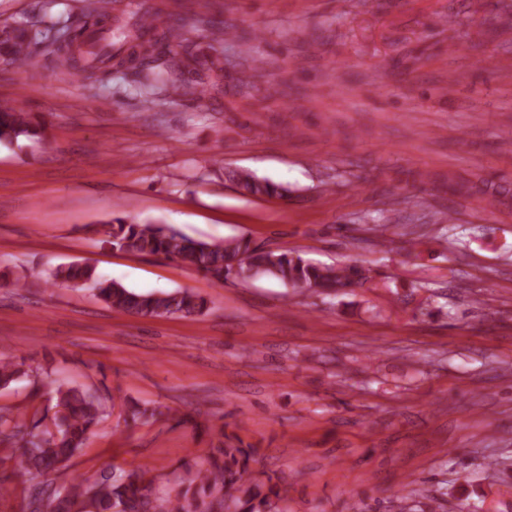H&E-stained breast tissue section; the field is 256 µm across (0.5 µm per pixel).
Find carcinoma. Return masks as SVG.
Segmentation results:
<instances>
[{"label": "carcinoma", "mask_w": 512, "mask_h": 512, "mask_svg": "<svg viewBox=\"0 0 512 512\" xmlns=\"http://www.w3.org/2000/svg\"><path fill=\"white\" fill-rule=\"evenodd\" d=\"M128 15L121 46L102 56L88 51L87 41L80 33L67 41L25 26L5 25L0 28V60L26 66L32 46L44 44L70 73L105 78L126 67V58L132 53L141 67L140 85L150 104L170 93L204 101L207 89L186 78L188 74L204 78L213 88L219 86V79L224 76L223 56L216 50L200 54L185 43L184 17L175 13L162 17L140 6L128 11ZM39 135V127L22 105L0 106V141ZM225 175L253 197L285 198L289 193L288 187L246 170H230ZM100 233L105 236L104 242L116 250L162 255L199 270L218 283L234 272L244 280L268 277L295 291L336 295L365 280L363 270L354 265L316 266L299 254L265 249L247 241L206 242L167 224L117 217L107 221ZM50 279L53 285L92 288L108 307L130 315L194 317L207 311L205 299L194 292L137 293L119 283L101 281L90 268L78 264L56 267ZM22 375V364L0 361V387ZM55 408L54 430L42 435L28 431L23 419L0 413V443L8 445L12 452L16 480L11 488L0 483L1 494L19 488L25 492L33 476L68 466L85 446L91 427L107 416L106 398L77 387L57 386ZM125 412L132 421L143 423L163 415L159 408L147 403L128 404ZM258 454L259 449L226 434L202 462L185 464L183 481L172 495L156 494L153 479L143 474L119 478L103 474L94 480L76 476L63 489L46 483L48 495L35 512H215L217 506L222 512H288V489L253 476L250 462Z\"/></svg>", "instance_id": "cac0c4a2"}]
</instances>
